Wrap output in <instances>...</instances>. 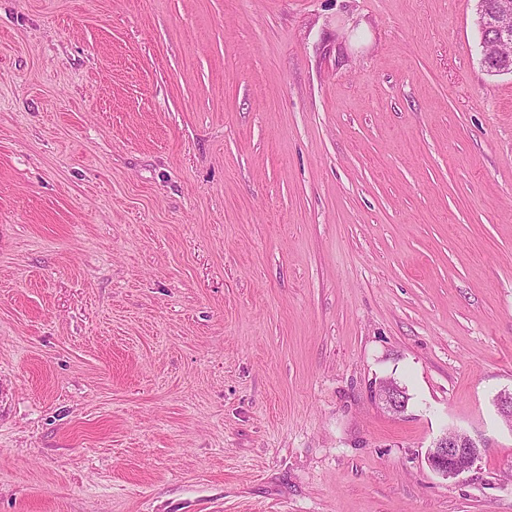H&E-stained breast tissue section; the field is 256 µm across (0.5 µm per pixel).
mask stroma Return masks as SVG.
Wrapping results in <instances>:
<instances>
[{
	"label": "stroma",
	"mask_w": 512,
	"mask_h": 512,
	"mask_svg": "<svg viewBox=\"0 0 512 512\" xmlns=\"http://www.w3.org/2000/svg\"><path fill=\"white\" fill-rule=\"evenodd\" d=\"M475 13L0 0V512H512ZM447 429L485 448L452 481ZM485 448L466 432L457 430L455 435L448 438L445 430L427 452V462L430 468L446 480L458 478L470 471L482 459Z\"/></svg>",
	"instance_id": "obj_1"
}]
</instances>
